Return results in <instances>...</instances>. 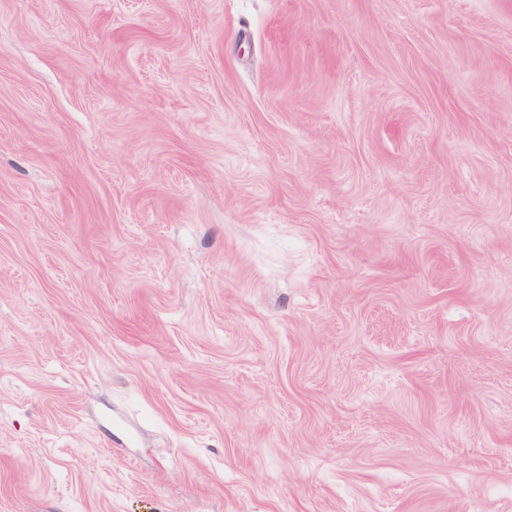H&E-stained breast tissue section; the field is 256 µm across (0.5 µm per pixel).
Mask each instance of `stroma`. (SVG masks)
<instances>
[{
    "instance_id": "35a3bbf8",
    "label": "stroma",
    "mask_w": 512,
    "mask_h": 512,
    "mask_svg": "<svg viewBox=\"0 0 512 512\" xmlns=\"http://www.w3.org/2000/svg\"><path fill=\"white\" fill-rule=\"evenodd\" d=\"M0 512H512V0H0Z\"/></svg>"
}]
</instances>
